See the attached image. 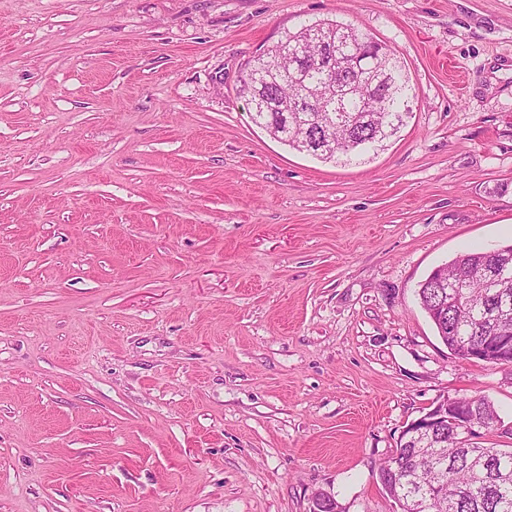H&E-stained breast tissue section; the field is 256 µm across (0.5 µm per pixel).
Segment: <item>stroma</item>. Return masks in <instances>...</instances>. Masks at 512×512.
Returning <instances> with one entry per match:
<instances>
[{
	"mask_svg": "<svg viewBox=\"0 0 512 512\" xmlns=\"http://www.w3.org/2000/svg\"><path fill=\"white\" fill-rule=\"evenodd\" d=\"M385 43V150L290 149L238 93L300 22ZM512 243V0H0V512H397L444 397L512 448V366L416 296Z\"/></svg>",
	"mask_w": 512,
	"mask_h": 512,
	"instance_id": "stroma-1",
	"label": "stroma"
}]
</instances>
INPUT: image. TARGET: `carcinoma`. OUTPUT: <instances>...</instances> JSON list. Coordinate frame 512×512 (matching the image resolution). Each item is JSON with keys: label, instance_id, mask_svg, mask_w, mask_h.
<instances>
[{"label": "carcinoma", "instance_id": "carcinoma-1", "mask_svg": "<svg viewBox=\"0 0 512 512\" xmlns=\"http://www.w3.org/2000/svg\"><path fill=\"white\" fill-rule=\"evenodd\" d=\"M313 41L324 42L341 53L373 54L378 65L391 72L392 85L382 95V112L374 123L360 112L358 101L360 96L373 94L369 85L343 99L341 111L336 97L325 98L326 109L316 111L313 118L312 136L331 134L336 150L314 149L311 155L324 161L340 157L351 161L384 147L410 114L414 88L395 54L353 25L327 18L289 30L249 67L250 74L273 80L269 93L288 100L303 94L309 85L328 89L330 82L314 58L300 80L275 72L286 67L284 57L305 52ZM252 119L288 147L302 151L292 117L272 108L253 113ZM503 265L512 271V245L457 256L419 283V303L453 354H458L459 340L473 345L490 340L505 346L506 355L512 354V278L500 288L481 286L483 277ZM450 283L464 285L458 304L448 302ZM460 402L489 422L497 421L488 400L462 398ZM378 479L400 512H512V448H481L462 440L461 433L446 425L425 442L396 449L379 468Z\"/></svg>", "mask_w": 512, "mask_h": 512}]
</instances>
